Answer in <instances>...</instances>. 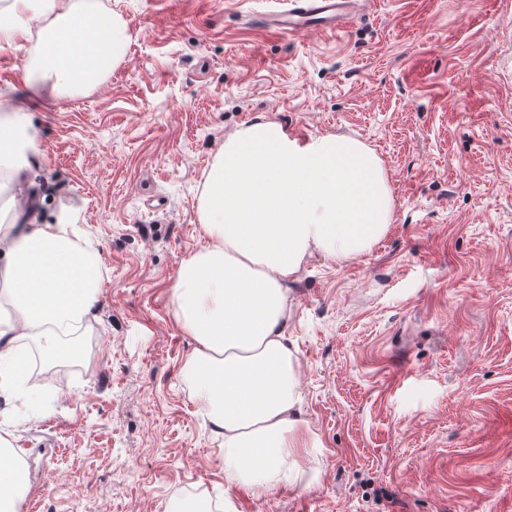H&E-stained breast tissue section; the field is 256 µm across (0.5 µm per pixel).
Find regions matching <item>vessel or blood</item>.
<instances>
[{
	"mask_svg": "<svg viewBox=\"0 0 512 512\" xmlns=\"http://www.w3.org/2000/svg\"><path fill=\"white\" fill-rule=\"evenodd\" d=\"M273 9L259 19L272 33L306 31L333 33L342 30L354 16L359 0H274Z\"/></svg>",
	"mask_w": 512,
	"mask_h": 512,
	"instance_id": "1",
	"label": "vessel or blood"
}]
</instances>
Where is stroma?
Here are the masks:
<instances>
[{"label": "stroma", "mask_w": 512, "mask_h": 512, "mask_svg": "<svg viewBox=\"0 0 512 512\" xmlns=\"http://www.w3.org/2000/svg\"><path fill=\"white\" fill-rule=\"evenodd\" d=\"M127 24L123 61L72 97L26 88L35 45L0 44V97L39 132L36 223L78 210L101 260L78 357L22 352L0 436L20 512H512V79L496 0H367L337 34H272L262 0H86ZM307 142L357 138L383 162L386 236L286 284L303 473L228 482L182 367L171 303L206 245L199 198L225 138L256 118ZM42 395L31 404L29 391Z\"/></svg>", "instance_id": "1"}]
</instances>
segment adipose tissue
<instances>
[{"label":"adipose tissue","mask_w":512,"mask_h":512,"mask_svg":"<svg viewBox=\"0 0 512 512\" xmlns=\"http://www.w3.org/2000/svg\"><path fill=\"white\" fill-rule=\"evenodd\" d=\"M36 38L27 82L59 97L96 84L123 60L125 23L83 0H0V42ZM37 136L23 108L0 100V182L15 219L0 224V392L14 391L20 346L46 363L79 356L69 343L97 302L100 261L68 216L31 221L19 197ZM394 200L377 154L356 138L301 144L262 118L224 141L201 193L208 240L183 258L171 301L195 346L184 364L191 397L224 444V474L255 492L302 471L319 446L302 417L297 355L288 343L286 282L312 258L363 254L390 228ZM0 437V512H17L24 475Z\"/></svg>","instance_id":"adipose-tissue-1"}]
</instances>
